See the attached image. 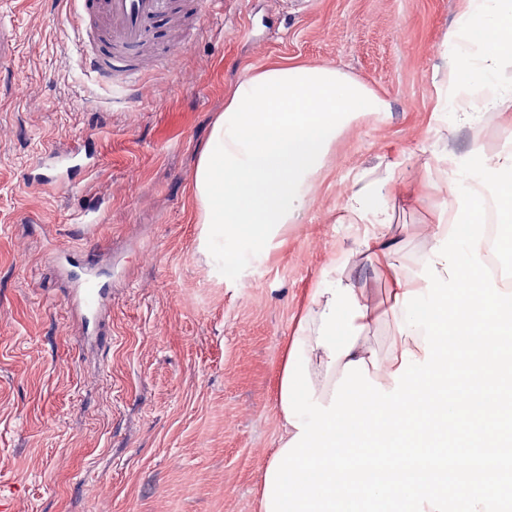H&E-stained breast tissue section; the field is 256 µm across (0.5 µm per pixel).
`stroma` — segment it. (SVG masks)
Here are the masks:
<instances>
[{
    "instance_id": "35a3bbf8",
    "label": "stroma",
    "mask_w": 512,
    "mask_h": 512,
    "mask_svg": "<svg viewBox=\"0 0 512 512\" xmlns=\"http://www.w3.org/2000/svg\"><path fill=\"white\" fill-rule=\"evenodd\" d=\"M65 0H0V494L14 512H259L278 445L284 351L330 261L386 298L338 223L349 195L418 178L456 146L496 152L512 126L480 112L449 143L431 119L456 0H214L130 101L80 60ZM329 64L386 96L351 118L295 224L238 250L234 277L199 250L198 154L234 84L271 63ZM91 141L78 188L44 190L49 148ZM386 233L422 273L429 213L388 202ZM111 282L97 338L58 250Z\"/></svg>"
}]
</instances>
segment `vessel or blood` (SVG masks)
<instances>
[{"instance_id": "obj_1", "label": "vessel or blood", "mask_w": 512, "mask_h": 512, "mask_svg": "<svg viewBox=\"0 0 512 512\" xmlns=\"http://www.w3.org/2000/svg\"><path fill=\"white\" fill-rule=\"evenodd\" d=\"M76 22L78 43L86 70L99 82L122 93L146 73L141 61L153 45L165 44L169 34L180 29L185 19L174 0H67ZM96 154L91 143L60 151L45 150L36 165L63 171V186L75 188L80 175L93 167ZM75 282V299L91 316H98L108 293L91 258L73 259L62 254Z\"/></svg>"}]
</instances>
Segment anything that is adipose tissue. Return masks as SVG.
Masks as SVG:
<instances>
[{"instance_id": "ef3b65f1", "label": "adipose tissue", "mask_w": 512, "mask_h": 512, "mask_svg": "<svg viewBox=\"0 0 512 512\" xmlns=\"http://www.w3.org/2000/svg\"><path fill=\"white\" fill-rule=\"evenodd\" d=\"M457 2V18L443 36L448 51L432 112L453 113L464 125L480 110L512 112V81L505 79L512 71V0ZM389 109L386 98L330 65L273 63L240 80L213 123L193 180L200 240L220 267L235 260L234 251L224 247L225 229L250 245L265 238L268 225L297 223L311 181L334 150L337 131L355 114ZM458 160L451 149L414 183L398 187L384 181L349 196L338 221L372 225L361 252L388 287L385 312L394 320L398 341L388 359L377 358L369 331L383 311L353 280L326 272L299 321L315 401L329 404L347 362L363 360L371 379L389 391L403 352L424 359L425 331L408 326L402 300L406 292L425 290L426 283L408 278L393 256L395 248L384 233L386 201L397 194L417 205L428 193L440 194Z\"/></svg>"}]
</instances>
